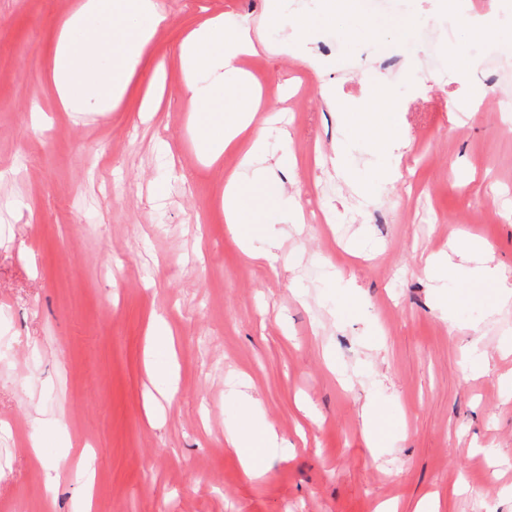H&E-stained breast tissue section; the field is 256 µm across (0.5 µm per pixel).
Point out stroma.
Here are the masks:
<instances>
[{
    "instance_id": "obj_1",
    "label": "stroma",
    "mask_w": 512,
    "mask_h": 512,
    "mask_svg": "<svg viewBox=\"0 0 512 512\" xmlns=\"http://www.w3.org/2000/svg\"><path fill=\"white\" fill-rule=\"evenodd\" d=\"M81 0H0V512H512V304L418 269L461 232L512 273V0H460L501 22L472 39L442 0L317 15L296 54L265 35L243 59L284 129L268 166L298 186L301 230L277 222V267L224 222L239 158L203 156L180 47L217 15L259 24L265 0H157L167 21L120 107L70 112L50 67ZM385 42L393 61L375 54ZM384 81L402 138L364 199L339 181L337 112ZM161 103L139 117L148 86ZM336 96L328 105L320 88ZM294 155L293 172L277 168ZM460 288L449 318L439 294ZM174 359L147 369L149 326ZM370 407L378 432L362 423ZM250 417L280 440L249 479L224 435ZM58 474L47 486L46 469ZM149 358L156 359L159 356L170 358L173 353V339L169 326L163 319L153 322L149 330Z\"/></svg>"
}]
</instances>
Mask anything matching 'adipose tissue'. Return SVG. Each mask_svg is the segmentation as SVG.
<instances>
[{"mask_svg":"<svg viewBox=\"0 0 512 512\" xmlns=\"http://www.w3.org/2000/svg\"><path fill=\"white\" fill-rule=\"evenodd\" d=\"M117 12L126 15L132 29L116 40L112 37V16ZM310 18V13L291 10L288 0H271L263 26L269 31L286 32L282 49L293 53L302 46L300 36ZM164 21L155 0H83L63 24L53 62V80L64 108L79 112L92 101L98 111L115 109L125 96L145 47ZM256 50L250 21L235 22L219 16L194 29L181 51L187 74L184 91L203 113V152L214 158L226 152L237 153L241 166L251 171L249 180H240L233 173L224 181V222L234 233L241 225L256 223L248 201L258 189L275 197L286 222L303 221L296 194L275 183L262 164L268 152L269 129L256 124L255 117L265 111L266 104L241 66L242 59ZM396 107V97L377 91L363 110L342 113V120L353 123L359 134L357 144L341 142L333 149L334 169L344 181L354 177V148L378 158L392 155L398 138L386 115ZM455 243L469 252V278L494 292L501 303L511 302L512 278L490 266L486 245L468 236L457 237ZM276 440L272 427L258 431L248 421L225 436L227 447L238 452L243 471L250 477L259 473L251 452L254 444L268 446Z\"/></svg>","mask_w":512,"mask_h":512,"instance_id":"obj_1","label":"adipose tissue"}]
</instances>
